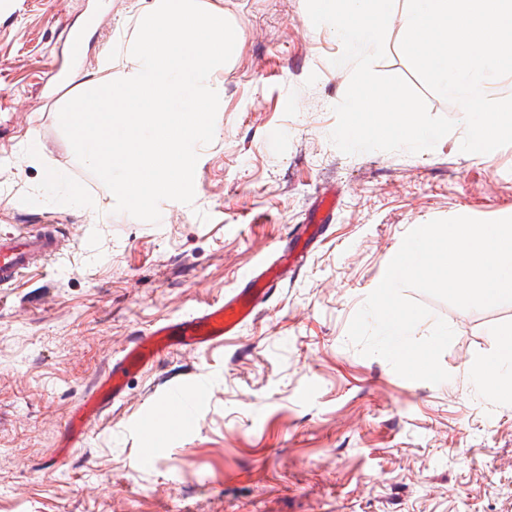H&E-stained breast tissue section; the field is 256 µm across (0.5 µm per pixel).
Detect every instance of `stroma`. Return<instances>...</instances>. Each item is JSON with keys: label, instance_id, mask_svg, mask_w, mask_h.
Instances as JSON below:
<instances>
[{"label": "stroma", "instance_id": "stroma-1", "mask_svg": "<svg viewBox=\"0 0 512 512\" xmlns=\"http://www.w3.org/2000/svg\"><path fill=\"white\" fill-rule=\"evenodd\" d=\"M132 2L15 0L0 14V234L51 224L65 240L0 288V512H512V402L473 377L495 330L512 326V304L461 310L407 290L433 312L415 338L438 317L455 332L438 385L400 377L347 339L409 230L512 217V145L461 152L463 112L426 90L400 49L404 0L374 70L406 79L456 127L428 151L356 155L330 140L352 68L335 66L343 46L313 26L306 0H200L238 39L217 75L214 140L197 148L194 201H161L156 224L92 211L110 191L76 159L49 93L63 24L84 27L96 11L75 68L91 71L135 37ZM50 167L81 183L86 202L47 186ZM329 183L331 224L256 319L221 346L131 375L70 442L69 411L112 359L300 246ZM201 386L196 426L175 428L170 395Z\"/></svg>", "mask_w": 512, "mask_h": 512}]
</instances>
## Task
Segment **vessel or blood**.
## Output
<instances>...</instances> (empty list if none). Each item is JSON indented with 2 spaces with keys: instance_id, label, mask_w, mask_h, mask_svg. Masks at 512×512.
Masks as SVG:
<instances>
[{
  "instance_id": "vessel-or-blood-1",
  "label": "vessel or blood",
  "mask_w": 512,
  "mask_h": 512,
  "mask_svg": "<svg viewBox=\"0 0 512 512\" xmlns=\"http://www.w3.org/2000/svg\"><path fill=\"white\" fill-rule=\"evenodd\" d=\"M62 241L54 225L48 224L18 234L0 236V287L9 286L27 270L59 254ZM272 269L253 273L246 286L224 299L206 304L184 318L155 325L124 349L112 362L107 377L93 384L85 400L69 414L65 431L80 438L90 418L100 415L122 392L126 377L155 365L172 351L201 350L223 343L225 336L238 333L252 321L273 281Z\"/></svg>"
}]
</instances>
